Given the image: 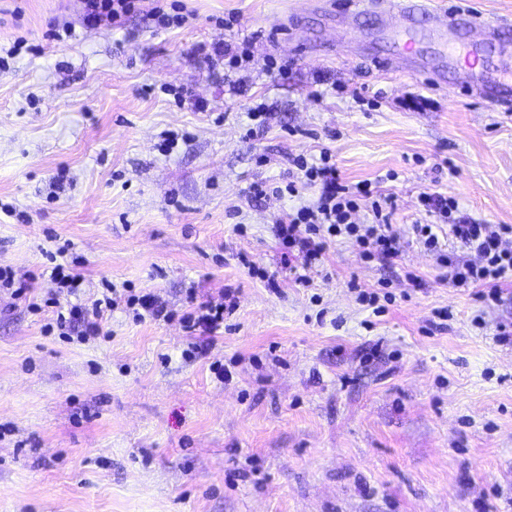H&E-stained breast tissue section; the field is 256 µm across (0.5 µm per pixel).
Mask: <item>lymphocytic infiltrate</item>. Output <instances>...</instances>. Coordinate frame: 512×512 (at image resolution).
Returning <instances> with one entry per match:
<instances>
[{
  "label": "lymphocytic infiltrate",
  "mask_w": 512,
  "mask_h": 512,
  "mask_svg": "<svg viewBox=\"0 0 512 512\" xmlns=\"http://www.w3.org/2000/svg\"><path fill=\"white\" fill-rule=\"evenodd\" d=\"M78 3L82 23L88 28L118 27L127 17L142 12L159 29L180 27L187 21L179 0H78ZM292 164L302 172L303 184L319 190L312 204L288 211L276 221L275 233L286 262H295L301 267L297 282L308 284V272L321 266L328 241L339 237L354 238L361 254L368 259L391 264L400 257L401 246L391 230L393 196L374 190L368 183L352 186L344 182L326 148L312 160L296 155ZM418 202L425 213L437 214L447 224L451 236L476 256L475 261L463 262L453 254L444 253L432 224L415 223L414 230L424 247L447 268L449 285L455 288L479 286L483 289V301H497L502 280L512 273V251L502 246L503 237L512 234V225L473 224L456 218V202L437 193L421 192ZM363 208L371 211L372 221L353 222V213ZM57 254L59 261L52 266L50 274L57 286L55 293L41 304L30 301L29 307L35 312L51 308V329L62 336L76 337L81 343L103 336L106 314L123 303L133 308L137 321L176 319L186 333L211 338L220 334L225 315L232 313L237 305L234 291L228 290L222 302L206 301L179 316L158 302L153 294L128 295L109 282L101 291L78 303L74 297L83 285L78 271L81 260L66 245L59 247Z\"/></svg>",
  "instance_id": "lymphocytic-infiltrate-1"
}]
</instances>
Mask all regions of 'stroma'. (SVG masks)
I'll use <instances>...</instances> for the list:
<instances>
[{
    "label": "stroma",
    "instance_id": "1",
    "mask_svg": "<svg viewBox=\"0 0 512 512\" xmlns=\"http://www.w3.org/2000/svg\"><path fill=\"white\" fill-rule=\"evenodd\" d=\"M182 3L177 29L137 13L88 31L76 0H0V46H43L0 68V204L25 214H0V266L33 274L42 298L69 240L82 296L109 280L181 313L237 297L223 335L188 359L178 321L115 309L106 337L83 344L0 292V512H512V343L496 337L512 323V278L484 303L479 287L442 282L412 231L423 191L512 225V110L462 93L424 14L411 34L435 85L392 68L373 13L358 23L368 41L315 56L300 41L325 22L293 0ZM230 13L255 63L275 57L287 79L255 73L235 94L239 72L209 75L204 50L231 41L214 19ZM52 19L74 37L44 42ZM259 103L267 125L245 139ZM168 131L189 138L166 155ZM324 147L344 180L396 197L403 248L387 267L331 241L305 288L280 264L274 224L317 188L259 201L245 190L296 179L291 157ZM353 279L387 287L384 313ZM443 308L450 318L435 319Z\"/></svg>",
    "mask_w": 512,
    "mask_h": 512
}]
</instances>
